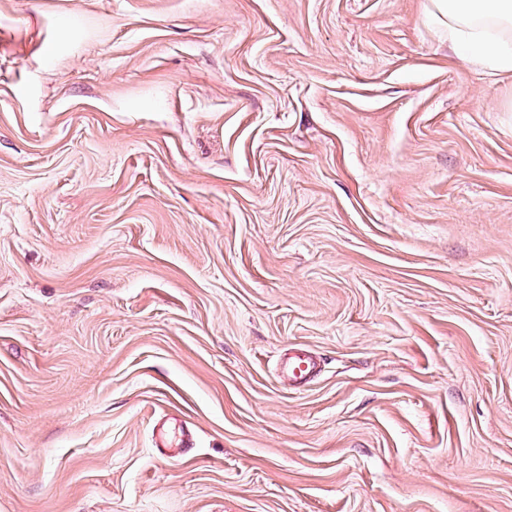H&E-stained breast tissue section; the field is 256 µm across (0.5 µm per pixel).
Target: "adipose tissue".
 <instances>
[{
  "label": "adipose tissue",
  "instance_id": "ef3b65f1",
  "mask_svg": "<svg viewBox=\"0 0 512 512\" xmlns=\"http://www.w3.org/2000/svg\"><path fill=\"white\" fill-rule=\"evenodd\" d=\"M456 56L512 75V0H432Z\"/></svg>",
  "mask_w": 512,
  "mask_h": 512
}]
</instances>
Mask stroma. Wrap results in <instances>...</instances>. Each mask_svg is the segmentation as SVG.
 Here are the masks:
<instances>
[{
	"label": "stroma",
	"mask_w": 512,
	"mask_h": 512,
	"mask_svg": "<svg viewBox=\"0 0 512 512\" xmlns=\"http://www.w3.org/2000/svg\"><path fill=\"white\" fill-rule=\"evenodd\" d=\"M432 12L0 0V512H512V75ZM283 369L299 387L306 385L319 371L317 359L307 353L299 352L288 356Z\"/></svg>",
	"instance_id": "35a3bbf8"
}]
</instances>
